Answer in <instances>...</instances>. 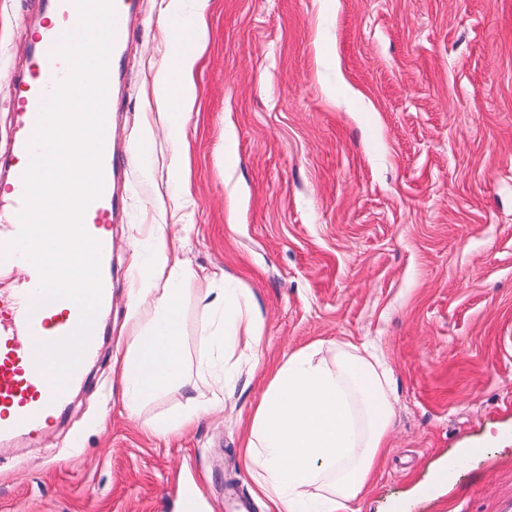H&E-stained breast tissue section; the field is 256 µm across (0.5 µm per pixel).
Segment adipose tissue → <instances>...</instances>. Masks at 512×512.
<instances>
[{"mask_svg": "<svg viewBox=\"0 0 512 512\" xmlns=\"http://www.w3.org/2000/svg\"><path fill=\"white\" fill-rule=\"evenodd\" d=\"M174 65L161 71L157 92L158 118L170 126L191 107L195 59L183 54ZM153 236L151 276L132 294L130 351L122 365L124 407L132 416L183 376L179 291L190 272L184 238L163 224ZM209 313L227 323L208 336L216 354L201 362L202 383L183 412L152 424L155 435L189 430L203 415L223 411L239 364L259 358L263 321L248 295L224 285ZM395 399L391 371L373 346L345 341L327 355L318 345L289 353L268 379L243 449L271 512H349L387 444Z\"/></svg>", "mask_w": 512, "mask_h": 512, "instance_id": "ef3b65f1", "label": "adipose tissue"}]
</instances>
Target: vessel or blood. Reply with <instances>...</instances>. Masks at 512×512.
<instances>
[{"label": "vessel or blood", "mask_w": 512, "mask_h": 512, "mask_svg": "<svg viewBox=\"0 0 512 512\" xmlns=\"http://www.w3.org/2000/svg\"><path fill=\"white\" fill-rule=\"evenodd\" d=\"M112 4L115 21L108 75L113 78L121 69V51L129 40L126 19L137 0H112ZM57 43V38L48 32L34 36L32 70L18 83L22 96L16 105L19 132L9 157L12 179L6 193L0 194V267L20 258L9 245L21 230L19 213L24 207V174L30 164V142L37 129L39 106L64 79ZM130 165L128 157L113 150L111 141H104L103 191L87 207L83 226L100 242L101 255L105 258L112 252V217L119 205L114 190L116 177ZM39 283L37 270L29 269L13 295L6 300L0 298V441L17 436L37 437L43 426L67 405V392L56 391L49 377L37 369L34 346L36 341L57 340L72 332L79 320V309L67 299L31 309L27 297Z\"/></svg>", "instance_id": "vessel-or-blood-1"}]
</instances>
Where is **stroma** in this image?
Masks as SVG:
<instances>
[{"mask_svg":"<svg viewBox=\"0 0 512 512\" xmlns=\"http://www.w3.org/2000/svg\"><path fill=\"white\" fill-rule=\"evenodd\" d=\"M163 0L129 16L112 144L135 161L112 226L98 361L61 422L0 444V512H268L242 448L268 371L292 351L377 344L396 388L387 448L355 512H512V0H209L195 100L157 117ZM42 0H0V156L17 132ZM193 205L181 284L186 384L123 407L130 290L151 227ZM263 320L261 364L224 410L180 413L210 353L221 275ZM473 454L462 457V449Z\"/></svg>","mask_w":512,"mask_h":512,"instance_id":"obj_1","label":"stroma"}]
</instances>
